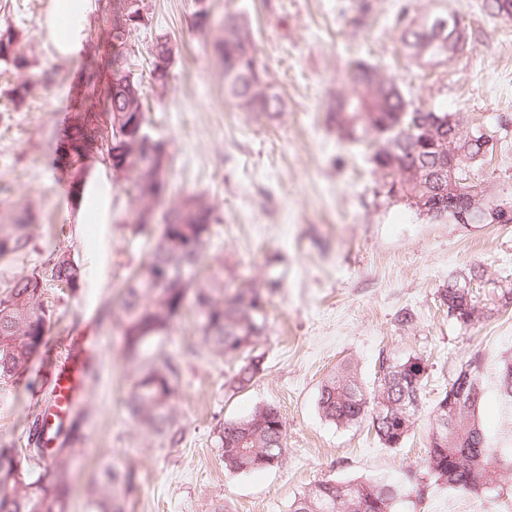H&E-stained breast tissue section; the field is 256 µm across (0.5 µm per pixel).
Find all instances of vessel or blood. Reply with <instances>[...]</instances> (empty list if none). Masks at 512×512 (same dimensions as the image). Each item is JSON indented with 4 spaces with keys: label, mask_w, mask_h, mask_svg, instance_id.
Listing matches in <instances>:
<instances>
[{
    "label": "vessel or blood",
    "mask_w": 512,
    "mask_h": 512,
    "mask_svg": "<svg viewBox=\"0 0 512 512\" xmlns=\"http://www.w3.org/2000/svg\"><path fill=\"white\" fill-rule=\"evenodd\" d=\"M99 337L73 336L62 351H50L46 378L53 387L54 400L40 419L42 443L54 448V434L72 405L84 395L88 373L100 363Z\"/></svg>",
    "instance_id": "vessel-or-blood-1"
}]
</instances>
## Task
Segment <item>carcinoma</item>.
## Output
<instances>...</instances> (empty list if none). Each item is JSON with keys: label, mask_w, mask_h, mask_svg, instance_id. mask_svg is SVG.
<instances>
[{"label": "carcinoma", "mask_w": 512, "mask_h": 512, "mask_svg": "<svg viewBox=\"0 0 512 512\" xmlns=\"http://www.w3.org/2000/svg\"><path fill=\"white\" fill-rule=\"evenodd\" d=\"M105 19L111 50L105 57L110 79L125 82V94L115 99L114 83L107 85L108 118L101 121L96 99L80 115L69 134L70 155L79 161L102 154L110 165L131 181L135 207L126 224L132 239L148 243L139 267L122 282L112 316L120 329V351L129 365V386L124 406L130 419L146 433L178 446L182 440L179 411L180 365L178 354L167 349L178 319L193 311L212 354L237 362L225 386L236 395L247 389L262 371L263 355L257 346L267 330L270 297L281 276L267 271L265 280L247 287L224 283L218 269L201 278L213 237L211 200L192 194L163 211L162 222L143 224L139 212L157 209L168 192L170 142L149 131L142 75L136 73L138 50L132 34L146 27L149 14L144 0H113ZM487 13L512 21V0H484ZM453 15L410 17L405 4L395 16L401 27L400 42L407 58L420 66H433L463 51L464 28ZM224 37L216 46L224 71V97L243 112L260 118L277 112L280 97L261 76L252 31L243 16L227 10L221 21ZM21 31L9 25L0 29V63L22 69ZM168 34L157 33L148 46L154 61L159 46L168 57L162 73L150 68L157 85L167 82L176 51ZM349 93L329 106L345 139L357 142L371 137L378 143L372 161L387 196L404 200L421 216L459 223L458 206L471 208L491 224L497 204L470 182L463 171L482 165L494 152V137L480 127L466 128L458 113L407 98L395 78L378 67L354 65ZM31 85L25 80L3 91L15 106L26 102ZM450 153L463 159L456 170L459 195L448 198V172L440 160ZM30 220L0 222V264L14 263L32 249ZM82 266L67 252L58 251L41 266L21 271L0 282V385L18 383L33 360L48 346L52 303L48 288L79 287ZM448 317L469 328L489 312L512 306V283L489 281L485 270L461 271L439 291ZM426 360L413 356L403 363L382 362L373 387L365 385L352 361L340 364L324 379L318 408L330 423L351 427L370 420L379 442L399 447L413 429L422 407ZM481 359L468 360L441 393L425 424L428 452L423 473L415 478V499L422 500L429 481L476 497L501 486L512 474V453L491 447L478 410L483 403ZM73 419L53 459L47 460L38 434L40 415L29 421L28 448H18L0 438V512H69L73 476L85 457L84 410L71 407ZM215 431L224 468L230 474L273 469L287 453L286 422L278 408L256 407L245 417L219 423ZM139 485L130 465L104 463L86 497V512H126L125 504ZM399 488L377 479L336 482L321 480L295 497L290 512H392Z\"/></svg>", "instance_id": "carcinoma-1"}]
</instances>
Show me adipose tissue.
Returning a JSON list of instances; mask_svg holds the SVG:
<instances>
[{
  "label": "adipose tissue",
  "instance_id": "adipose-tissue-1",
  "mask_svg": "<svg viewBox=\"0 0 512 512\" xmlns=\"http://www.w3.org/2000/svg\"><path fill=\"white\" fill-rule=\"evenodd\" d=\"M94 9L93 0H49L39 23V35L58 56L80 59L85 53L86 31ZM73 221L110 224L112 213V180L106 165L93 164L72 197Z\"/></svg>",
  "mask_w": 512,
  "mask_h": 512
}]
</instances>
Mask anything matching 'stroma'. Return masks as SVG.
<instances>
[{
    "mask_svg": "<svg viewBox=\"0 0 512 512\" xmlns=\"http://www.w3.org/2000/svg\"><path fill=\"white\" fill-rule=\"evenodd\" d=\"M397 2L371 0V12L361 18L353 0H207L214 22L199 29L194 0H147L152 24L138 32L136 47L146 50L162 31L178 48L166 88L146 90L151 130L171 143L168 199L211 198L219 218L212 251L224 259L225 281H260L270 263L283 275L260 346L263 371L234 397L224 395L231 362L208 351L191 315L179 321L174 348L182 355L183 440L171 448L129 420L118 329L101 315L143 256V244L125 228L129 185L114 179L108 226L75 224L65 207L85 165L70 162L60 148L82 110L79 73L103 64L107 54L104 17L112 0H95L87 50L77 61L53 57L38 35L48 0H0V27L24 31L30 62L22 71L0 66V88L36 83L18 110H7L0 98V219L24 208L34 217L32 251L0 265V279L31 269L58 248L84 266L92 252L104 258L95 282L51 296L56 344L90 329L102 338L101 367L82 399L86 457L71 512H82L98 465L113 459L140 475L127 512H214L218 506L289 512L294 498L321 479L405 485L427 454L422 426L401 447L386 448L370 423L342 428L318 411L322 380L347 359L370 385L382 361L425 356L422 403L428 409L461 366L479 356L487 437L491 446L512 448V400L499 391L500 367L512 360V309L466 330L437 298L439 288L472 266L512 280V224H453L415 214L382 191L373 146L340 139L327 117L334 99L350 89L352 60L362 58L394 75L414 102L459 113L465 125L495 135L494 155L471 177L491 193L512 188V23L491 17L484 0H411L415 16L457 14L467 35L463 52L422 68L401 52ZM228 8L249 21L258 65L281 95L283 112L258 120L225 100L212 47ZM406 311L414 316L409 326L400 323ZM43 375V363L35 362L18 388L0 396V435L17 447L28 445V413L50 396ZM265 404L277 406L286 421L285 461L262 472L227 473L216 423ZM395 512H512V481L483 499L433 483L420 505L405 497Z\"/></svg>",
    "mask_w": 512,
    "mask_h": 512,
    "instance_id": "1",
    "label": "stroma"
}]
</instances>
